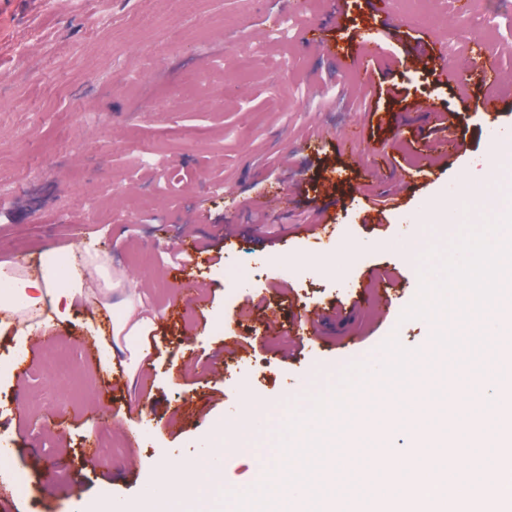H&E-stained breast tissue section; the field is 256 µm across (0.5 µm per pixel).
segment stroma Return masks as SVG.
I'll use <instances>...</instances> for the list:
<instances>
[{
    "label": "stroma",
    "instance_id": "stroma-1",
    "mask_svg": "<svg viewBox=\"0 0 512 512\" xmlns=\"http://www.w3.org/2000/svg\"><path fill=\"white\" fill-rule=\"evenodd\" d=\"M382 27L368 0H33L0 8V262L31 266L69 249L107 256L152 318V351L99 364L110 323L77 307H43L30 338L0 331V512H83L138 502L165 464L192 465L221 436L249 449L224 456L228 485L262 483L285 461L284 425L330 394L344 370L412 355L407 380L371 379L406 398L430 346L472 398L493 391L481 363L512 334L474 342L437 336L433 287L470 278L487 228L512 211V178L470 181L492 164L496 128L476 106L487 92L468 64L472 36L512 73V0H390ZM292 17L287 36L273 31ZM373 33L375 97L363 76L306 44ZM432 42L415 53L418 33ZM458 73L441 82L439 64ZM455 111L461 148L420 167L434 115ZM388 143L391 168L372 145ZM420 168L411 183L405 168ZM456 221H435L433 200ZM196 241L189 276L175 260ZM390 284V303L370 294ZM277 341L263 333L269 313ZM306 319L313 337L294 335ZM67 366L58 383L47 359ZM171 512H233L224 489L195 476Z\"/></svg>",
    "mask_w": 512,
    "mask_h": 512
}]
</instances>
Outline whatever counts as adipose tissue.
Returning a JSON list of instances; mask_svg holds the SVG:
<instances>
[{"mask_svg":"<svg viewBox=\"0 0 512 512\" xmlns=\"http://www.w3.org/2000/svg\"><path fill=\"white\" fill-rule=\"evenodd\" d=\"M488 232L501 244L482 255L474 271V287L456 288L432 298V310H456L453 322H435V334L450 331L469 336L480 324L490 332L512 327V226L492 225ZM72 266L73 255L67 251L58 254L54 266L37 276L17 274L0 264V310L34 311L48 301L58 317H66L74 306L93 296L88 280L74 272ZM188 482V471L164 467L147 492L140 512H163L164 503Z\"/></svg>","mask_w":512,"mask_h":512,"instance_id":"ef3b65f1","label":"adipose tissue"}]
</instances>
